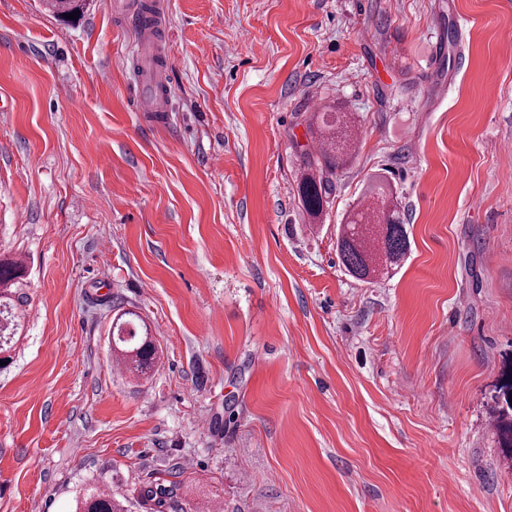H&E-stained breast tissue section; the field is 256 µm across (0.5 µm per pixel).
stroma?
<instances>
[{
  "instance_id": "obj_1",
  "label": "stroma",
  "mask_w": 512,
  "mask_h": 512,
  "mask_svg": "<svg viewBox=\"0 0 512 512\" xmlns=\"http://www.w3.org/2000/svg\"><path fill=\"white\" fill-rule=\"evenodd\" d=\"M140 0H0V512L175 484L184 512H512V0H166L170 89L136 111ZM357 118L322 220L297 179ZM410 250L344 269L376 178ZM161 348L119 372L112 322ZM24 277L23 265L18 261L0 260V314L5 312L9 314L7 309L16 307L14 302H20V296L16 297V289L21 285ZM16 298V300H15ZM22 299V298H21Z\"/></svg>"
}]
</instances>
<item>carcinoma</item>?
I'll list each match as a JSON object with an SVG mask.
<instances>
[{
  "mask_svg": "<svg viewBox=\"0 0 512 512\" xmlns=\"http://www.w3.org/2000/svg\"><path fill=\"white\" fill-rule=\"evenodd\" d=\"M44 9L64 18L72 11H83L82 0H43ZM355 118L345 112H332L322 118L317 128L319 149L307 153L298 182L299 196L306 213L318 218L332 191L330 176L349 163L351 131ZM337 250L346 271L355 279L370 282L397 268L406 257L409 234L397 209L393 194L382 187L373 189V200L363 209L351 213L336 228ZM24 277L23 265L18 261L0 260V310L15 306V288ZM112 353L123 368L134 377L145 378L158 364L159 350L147 326L142 331L122 322L114 327ZM500 447L512 458V418L503 414L496 422ZM140 507L147 512H182L177 488L161 483L144 486L138 494ZM77 512H127L124 503L112 493L93 488L77 503Z\"/></svg>",
  "mask_w": 512,
  "mask_h": 512,
  "instance_id": "cac0c4a2",
  "label": "carcinoma"
}]
</instances>
